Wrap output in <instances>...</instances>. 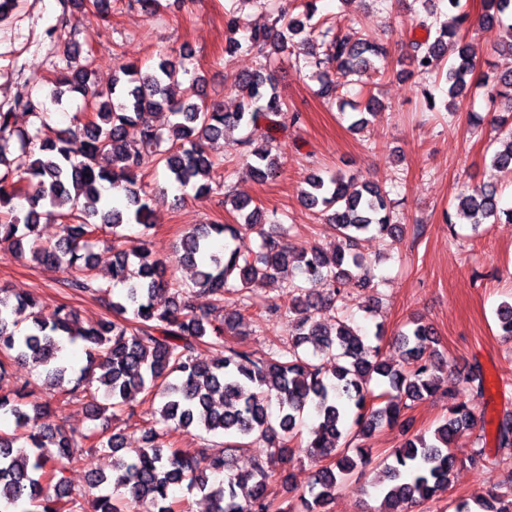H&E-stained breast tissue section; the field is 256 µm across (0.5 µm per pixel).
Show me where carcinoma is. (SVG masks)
<instances>
[{
	"label": "carcinoma",
	"instance_id": "cac0c4a2",
	"mask_svg": "<svg viewBox=\"0 0 512 512\" xmlns=\"http://www.w3.org/2000/svg\"><path fill=\"white\" fill-rule=\"evenodd\" d=\"M445 2L458 11L457 28L434 32L428 18L421 19L417 27L425 36L410 41L408 60L414 70L434 74L448 86V108L455 111L478 84L477 64L459 35L460 28L471 26L472 15L462 0ZM303 7L305 19L283 17L280 27L251 29L242 40L235 35L247 23L226 17L232 37L224 53L245 50L259 59L256 70L232 83L238 97L234 112L204 97L201 76L181 85L178 74L189 73L182 54L162 56L146 70L123 62L105 88L92 81L88 66L68 61L50 96L78 93L91 112L74 113L66 129L49 124L46 103L38 96H21L14 103V109L39 120L31 132L16 130L13 113L0 112V246L64 268L69 273L65 285L100 299L108 312L85 327L64 304L46 307L38 298L13 297L0 286V376L12 363L30 359L44 368L57 390L56 404L32 405L46 419L37 428L30 427L27 384L10 396L0 394V416L13 424L12 432L0 431V512H85L86 494L72 489L66 477L67 466L79 462L84 444L112 454V474H98L89 482L91 489L113 487L92 498L93 512H128L131 502L142 512H184L173 493L184 482L210 500L211 512H326L340 481L369 463V449L351 448L352 427L367 439L395 425L407 432L412 419L403 409L439 390L436 372L444 361L433 347L429 326L416 320L399 332L400 360L387 364L380 357L383 329L378 326L369 336L339 314L337 302L346 283L354 281L369 292L375 288L358 251L362 238L377 233L395 241L402 234L389 191L378 183L338 172L313 171L305 178L301 202L335 225L340 237L329 254L319 248L295 249L288 243L292 227L268 225L259 208L249 211L247 202H234L241 222L201 224L182 236L180 261L195 269L189 284L168 279L165 263L142 241L131 244L124 234L129 224L152 227L153 208L138 185L148 168L162 167L173 183L197 198L213 193L215 161L205 141L228 129H249L240 140V159L249 175L259 180L277 176L280 162L273 144L288 108L268 66L272 55L294 54L297 69L309 78L321 80L327 69H335L340 81L325 82L320 89L328 101L336 99L342 80L372 68L386 55L385 47L366 33L354 37L338 32L321 52L294 41L316 15L317 0H304ZM478 22L503 29L500 51L512 56V0H482ZM450 41L457 44V56L446 64ZM492 92L512 113V70L494 77ZM163 110L168 114L165 126L147 120ZM131 128L138 133L134 141L128 138ZM497 130L500 148L491 162L511 173L512 126L501 117ZM13 140L22 159L16 166L5 156ZM106 184L121 205L104 198ZM456 219L474 225L512 223V208L502 207L497 188L486 184L456 196L455 214L446 223ZM43 220L62 225L53 245L39 241L37 228ZM105 230L112 234L107 281L98 276L92 253L93 239ZM288 271L295 276L287 286L289 312L296 315L288 345L258 357L227 344L226 337L237 334L245 317L236 310L217 318L224 300L236 295L242 303L246 293ZM305 281L323 282L326 293L310 294ZM169 291L168 304L158 305L157 295ZM200 297L209 303L197 304ZM18 311L27 313L24 326L14 318ZM497 316L502 335L512 337V303L502 304ZM78 341L84 344L88 366L73 378L61 363V352L64 343ZM201 345L216 355L197 358ZM373 380L379 383L377 392L369 388ZM95 382L103 388V404L89 389ZM463 382L471 391H483L480 366H470ZM140 393L159 403L151 408L153 426L140 448L125 447L119 433L91 429L78 440L65 428L64 407L71 403H85L94 418L107 411L115 417L132 407ZM308 409L315 412L316 424L304 439L296 428ZM475 423L466 403H453L430 437L408 438L381 459L376 512H408L445 491L455 464L453 441ZM170 427L228 441L190 458L163 441ZM256 441L266 444L267 453L253 457L248 470L234 471L237 454ZM496 441L498 447L512 449L511 411L499 419ZM301 453L325 465L309 493L298 496V510L277 499L273 486L287 483L278 465ZM213 475L221 477L215 488L209 486ZM455 512H512V485L462 499Z\"/></svg>",
	"mask_w": 512,
	"mask_h": 512
}]
</instances>
